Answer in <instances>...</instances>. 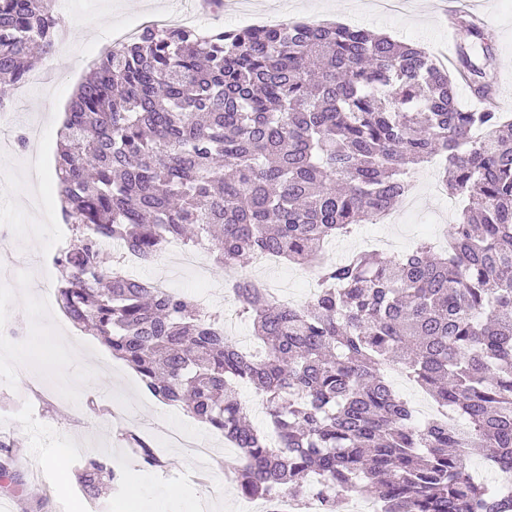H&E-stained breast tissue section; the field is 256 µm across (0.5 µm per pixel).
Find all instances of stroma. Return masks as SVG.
Returning <instances> with one entry per match:
<instances>
[{"label": "stroma", "instance_id": "obj_1", "mask_svg": "<svg viewBox=\"0 0 512 512\" xmlns=\"http://www.w3.org/2000/svg\"><path fill=\"white\" fill-rule=\"evenodd\" d=\"M373 2L241 0L240 9L278 21L285 17L292 21L331 17L351 27L418 43L436 57L454 54L457 34L449 29L440 5L433 0H406L405 13L397 21L376 12ZM183 5L184 0H58L57 10L64 22L58 67L46 83L31 88L24 109L0 116V130L18 134L35 127L41 132L36 143L16 148L10 157H0V225L11 224L17 230L16 235L0 238V253L20 254L27 263L12 288L0 287V318L21 328L29 339L74 336L80 329L59 306H40L31 286L37 277L33 260L54 241L57 226L46 223L41 212L16 203L15 189L27 179L26 159L35 151L54 159L57 130L49 116L64 111L73 90L97 61L101 40L115 39L148 8L165 6L176 12ZM237 10L212 11L202 24L208 29L235 28ZM473 15L482 23L494 49L497 84L512 89V0H478ZM91 17L101 25L93 41L81 36L83 22ZM442 171L443 160L437 157L414 174L416 202L409 209L397 208L400 221L390 227L400 252L411 250L419 238L429 236L428 220L445 211L458 214L459 204L448 197L441 183ZM170 287L195 297L209 294L218 311L227 305L224 277L206 256L200 265L174 267ZM18 349V343L0 338V420L5 423L0 437L7 444L0 457L12 460L9 477L0 478V512H59L64 503L68 512H117L127 484L103 488L94 498L78 485L74 472L89 457L110 458L123 474L137 476L144 494L165 512H177L198 500L207 501L211 512H239L240 495L231 472L222 466L223 436L180 408L151 396L137 374L124 362L113 361L111 352L96 337L85 336L74 350L53 357L34 348L22 356ZM88 361L97 362L102 381L111 385V399L101 400L84 390L71 393L69 404L58 402L52 393L58 371L82 379ZM159 423L189 435L206 433L214 444L207 467L198 468L178 448L163 449V466L143 467L124 434L133 431L148 438ZM58 459L63 462L59 468L54 465Z\"/></svg>", "mask_w": 512, "mask_h": 512}]
</instances>
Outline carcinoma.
Listing matches in <instances>:
<instances>
[{
	"mask_svg": "<svg viewBox=\"0 0 512 512\" xmlns=\"http://www.w3.org/2000/svg\"><path fill=\"white\" fill-rule=\"evenodd\" d=\"M62 26L55 0H0V79L18 86L34 48ZM459 47L450 71L415 43L313 21L201 33L145 27L102 55L71 97L55 174L71 243L56 257L57 303L139 376L240 449L252 498L317 489L374 499L380 512H512L470 475L512 465V117L493 77ZM482 103L464 109L459 84ZM444 158L464 202L436 252L355 254L324 245L375 224L404 199L410 171ZM144 262L169 243L207 250L219 271L264 253L321 283L288 305L247 278L235 305L264 345L243 351L224 315L112 270L101 244ZM395 367L463 419L420 425L384 370ZM263 398L251 426L237 386ZM141 462L163 465L129 433ZM86 493L122 481L103 457Z\"/></svg>",
	"mask_w": 512,
	"mask_h": 512,
	"instance_id": "1",
	"label": "carcinoma"
}]
</instances>
